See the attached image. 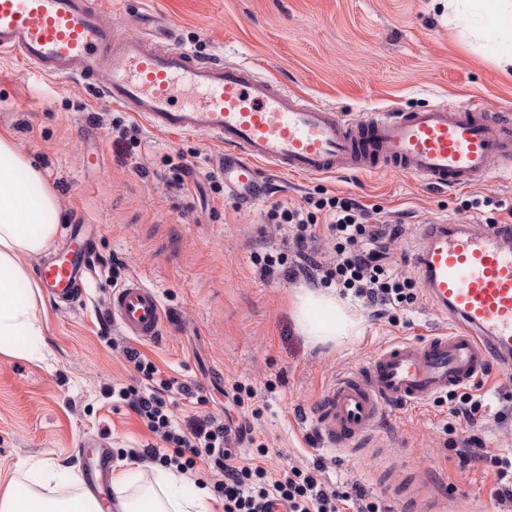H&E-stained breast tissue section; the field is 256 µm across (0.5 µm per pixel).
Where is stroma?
I'll use <instances>...</instances> for the list:
<instances>
[{
  "instance_id": "obj_1",
  "label": "stroma",
  "mask_w": 512,
  "mask_h": 512,
  "mask_svg": "<svg viewBox=\"0 0 512 512\" xmlns=\"http://www.w3.org/2000/svg\"><path fill=\"white\" fill-rule=\"evenodd\" d=\"M166 16L178 45L206 58L248 59L262 73L353 116L392 104L418 109L448 98L477 97L487 111L512 112V70H503L468 18L449 23L446 0H106L108 20L142 35L143 8ZM123 122L126 140L113 125ZM35 157L65 219L96 224V262L81 302L45 301L41 357L0 354V490L27 466L52 458L78 475L87 472L85 441L107 445L113 471L132 463L131 449L154 443L142 420L103 394L109 385L144 388L122 349L135 345L164 377L198 386L197 399L171 405L174 424L217 417L249 426L269 453L272 476L322 462L329 487H360L381 512H421L427 500L443 512H493L495 471L472 460L479 440L490 455L512 458V382L499 370L467 391L486 416L477 424L452 416L447 394L423 409H390L370 447H330L317 422L322 392L342 372L363 368L384 345L420 340L448 326L423 296L414 262L424 224L469 222L512 215V182L435 191L392 171L307 179L276 177L256 206L224 192L220 149L196 136L150 133L95 90L29 74L0 57V134ZM190 174L174 180V164ZM349 197L373 220L398 226L390 260L414 279L417 301L395 316L356 302L360 336L311 345L297 329L293 295L317 288L318 278L275 268L262 275L257 254L284 250L288 228L273 231L274 204ZM487 207L467 208L470 200ZM139 276L153 288L164 314L155 343H133L107 319L115 284ZM254 398L235 405V384Z\"/></svg>"
}]
</instances>
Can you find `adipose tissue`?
Listing matches in <instances>:
<instances>
[{
	"label": "adipose tissue",
	"mask_w": 512,
	"mask_h": 512,
	"mask_svg": "<svg viewBox=\"0 0 512 512\" xmlns=\"http://www.w3.org/2000/svg\"><path fill=\"white\" fill-rule=\"evenodd\" d=\"M480 19V35L501 68L512 67V0H448V18L457 20L461 7ZM62 215L55 192L42 182L41 172L12 140L0 135V353L34 359L29 339L41 335L43 300L30 266L33 256L55 242ZM297 325L314 344L359 335L360 322L347 301L336 294L305 289L295 296ZM34 486L10 484L0 495V512H102L90 495L58 496L49 486L61 467L40 461L30 468ZM122 497L118 512H207L206 489L193 497L182 493V479L159 473L154 484L126 495L130 475H114Z\"/></svg>",
	"instance_id": "adipose-tissue-1"
}]
</instances>
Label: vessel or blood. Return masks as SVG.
I'll list each match as a JSON object with an SVG mask.
<instances>
[{"instance_id": "obj_1", "label": "vessel or blood", "mask_w": 512, "mask_h": 512, "mask_svg": "<svg viewBox=\"0 0 512 512\" xmlns=\"http://www.w3.org/2000/svg\"><path fill=\"white\" fill-rule=\"evenodd\" d=\"M102 2L0 0V54L43 78L100 86L104 100L152 132L220 145L224 189L240 203L265 197L263 171L315 177L383 167L454 190L512 180V115L486 111L479 99L412 112L387 106L354 119L262 76L250 61L203 58L174 44L155 12L140 16L150 32L124 36L106 22ZM94 240L89 225H72L39 270L47 294L80 301ZM417 270L449 327L395 341L336 379L317 414L331 445L362 444L390 406L418 408L492 367L512 369V221L484 230L424 225ZM108 310L136 341L162 334L159 298L140 277L113 288Z\"/></svg>"}]
</instances>
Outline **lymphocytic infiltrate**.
<instances>
[{
	"instance_id": "f902f5d3",
	"label": "lymphocytic infiltrate",
	"mask_w": 512,
	"mask_h": 512,
	"mask_svg": "<svg viewBox=\"0 0 512 512\" xmlns=\"http://www.w3.org/2000/svg\"><path fill=\"white\" fill-rule=\"evenodd\" d=\"M325 218L337 239L336 258L329 262L312 260L310 243L316 239L314 227L318 218ZM268 218L276 224L295 227L294 257L280 254L260 259L262 272L291 265L293 270L316 267L326 283L335 284L341 294H353L370 307L389 311L412 304L413 285L408 278L395 273L386 261L388 245L398 236L397 229L371 222L369 213L348 197H321L309 200L307 208L273 205ZM125 356L142 374L146 389L123 387L117 390L119 400L130 407L156 437L155 445L140 449L138 456L164 467L188 471L197 460L209 461L221 470L224 478L216 484L224 501V512H274L275 506H285L287 512H342L352 501L347 490L328 488L318 466L292 468L281 478L269 476L262 464L267 454L264 444H257L249 461L237 462L232 448V431L215 418L199 422L189 431L177 430L169 413L165 396L175 391L194 398L191 386L159 377L156 365L136 349L129 348ZM168 452H161V445Z\"/></svg>"
}]
</instances>
